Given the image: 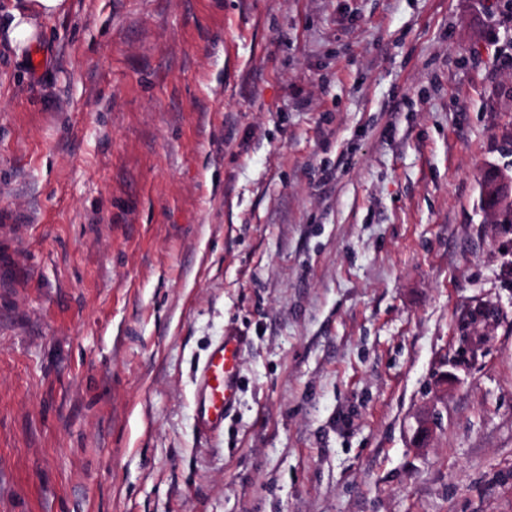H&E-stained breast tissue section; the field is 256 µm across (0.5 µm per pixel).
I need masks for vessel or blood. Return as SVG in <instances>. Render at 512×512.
<instances>
[{"mask_svg": "<svg viewBox=\"0 0 512 512\" xmlns=\"http://www.w3.org/2000/svg\"><path fill=\"white\" fill-rule=\"evenodd\" d=\"M242 336L229 331L196 374V420L204 433L223 430L224 418L237 400V359Z\"/></svg>", "mask_w": 512, "mask_h": 512, "instance_id": "b4317fda", "label": "vessel or blood"}]
</instances>
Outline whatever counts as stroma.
Segmentation results:
<instances>
[{
  "label": "stroma",
  "instance_id": "1",
  "mask_svg": "<svg viewBox=\"0 0 512 512\" xmlns=\"http://www.w3.org/2000/svg\"><path fill=\"white\" fill-rule=\"evenodd\" d=\"M40 26L0 40V512H512V0ZM242 336L226 332L196 374V420L203 433L224 429V418L237 400V359Z\"/></svg>",
  "mask_w": 512,
  "mask_h": 512
}]
</instances>
